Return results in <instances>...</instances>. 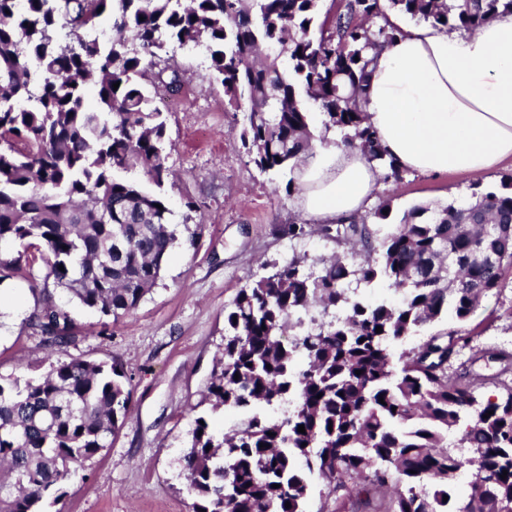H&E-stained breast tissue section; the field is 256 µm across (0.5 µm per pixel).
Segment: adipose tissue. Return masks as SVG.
Masks as SVG:
<instances>
[{
  "mask_svg": "<svg viewBox=\"0 0 512 512\" xmlns=\"http://www.w3.org/2000/svg\"><path fill=\"white\" fill-rule=\"evenodd\" d=\"M361 103L400 169L478 177L512 161V14L471 34L404 27L377 52ZM381 175L360 149L315 144L294 171L298 207L314 224L349 221Z\"/></svg>",
  "mask_w": 512,
  "mask_h": 512,
  "instance_id": "obj_1",
  "label": "adipose tissue"
}]
</instances>
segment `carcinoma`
I'll list each match as a JSON object with an SVG mask.
<instances>
[{
    "mask_svg": "<svg viewBox=\"0 0 512 512\" xmlns=\"http://www.w3.org/2000/svg\"><path fill=\"white\" fill-rule=\"evenodd\" d=\"M322 2L0 0V244L16 246L0 251V283H32L27 325L40 345L79 341L57 290L116 320L155 286L179 239L166 200L121 176L137 170L157 186L168 177L166 120L142 80L169 44L204 46L228 103L247 104L240 137L260 171L303 160L310 101L326 129L398 181L359 102L370 51L400 34L388 13L468 32L512 13V0ZM108 6L112 36H91ZM154 82L169 92L181 79L163 67ZM335 233L360 247L358 264L338 257L307 273L294 257L225 308L205 401L243 418L226 432L206 414L194 419L181 459L192 512H307L310 476L330 494L359 495L366 472L370 486H394L385 512H512V387L483 399L449 377L453 333L395 351L443 315L466 320L500 287L512 269V182L466 206L417 205L378 243L364 221ZM378 279L401 300L366 303L351 288ZM130 406L115 362L71 357L0 381V512L58 503ZM464 471L474 473L467 494L455 487Z\"/></svg>",
    "mask_w": 512,
    "mask_h": 512,
    "instance_id": "1",
    "label": "carcinoma"
}]
</instances>
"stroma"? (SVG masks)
<instances>
[{
  "instance_id": "stroma-1",
  "label": "stroma",
  "mask_w": 512,
  "mask_h": 512,
  "mask_svg": "<svg viewBox=\"0 0 512 512\" xmlns=\"http://www.w3.org/2000/svg\"><path fill=\"white\" fill-rule=\"evenodd\" d=\"M167 62L179 69L182 83L193 86V100L158 92L166 118L170 176L162 187L133 172L145 191L160 192L173 223L201 225L195 246L173 248L161 278L129 315L107 323L93 310L58 295L82 332L73 350L45 354L25 320L34 305L29 281L0 283V375L21 380L47 372L52 360L76 355L97 363L122 365L132 392L130 411L110 448L105 449L65 487L59 512H191L179 460L187 446L195 413L224 349V307L240 288L295 255L308 263L336 256L353 261L356 248L337 244L324 225L310 224L300 237L288 227L300 223L297 194L288 193V173L260 172L246 153L240 131L246 108L228 105L200 50L178 49ZM512 178V162L482 177L464 173L404 174L382 180L375 201H388V223L365 211L376 237H384L404 211L420 203L463 205L476 189L500 186ZM204 201L201 210L188 209ZM111 334L98 335L101 324ZM466 337L467 348L453 356L449 376L469 364L477 393L489 397L512 385V373L499 375L493 360L471 361L473 351L512 354V271L504 285L484 297L464 321L454 316L421 328L397 343L407 350L438 332ZM388 496L378 489L355 497L327 493L314 482L308 512H384Z\"/></svg>"
}]
</instances>
